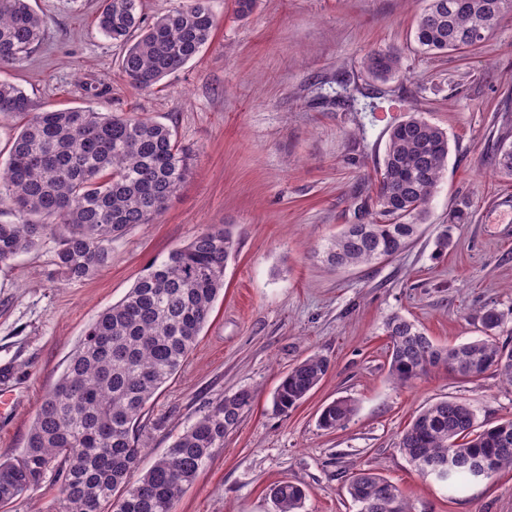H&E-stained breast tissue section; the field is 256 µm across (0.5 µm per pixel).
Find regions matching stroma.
Returning <instances> with one entry per match:
<instances>
[{
	"label": "stroma",
	"instance_id": "stroma-1",
	"mask_svg": "<svg viewBox=\"0 0 512 512\" xmlns=\"http://www.w3.org/2000/svg\"><path fill=\"white\" fill-rule=\"evenodd\" d=\"M30 3L46 19L44 36L23 62L0 68V80L40 111L89 107L169 125L195 162L158 221L114 240L96 274L59 273L56 228L0 265V369L10 372L0 381V461L23 453L42 396L97 315L152 261L225 225L238 252L196 346L148 410L140 470L216 397L248 389L254 400L174 512H275L270 490L283 481L305 490L303 512H358L345 486L359 469L394 483L412 512H512V472L452 498L398 448L417 411L440 399L469 403L486 427L512 418V385L493 372L439 369L395 386L384 331L397 313L436 343L458 345L480 336L474 315L488 306L504 313L499 338L512 344V176L495 165L500 144L512 143V13L479 46L432 57L413 36L426 0H257L245 19L234 0H213L212 40L141 91L97 29L101 0ZM381 49L398 51L403 71L385 84L381 111L364 114L355 104L373 86L364 58ZM413 110L449 139L420 235L386 261L326 265L320 251L342 225L378 220L387 130ZM456 209L464 222L437 251ZM315 352L329 358L327 376L288 415L273 413L281 378ZM339 397L356 411L324 430L320 410Z\"/></svg>",
	"mask_w": 512,
	"mask_h": 512
}]
</instances>
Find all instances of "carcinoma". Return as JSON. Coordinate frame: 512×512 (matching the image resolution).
<instances>
[{
    "mask_svg": "<svg viewBox=\"0 0 512 512\" xmlns=\"http://www.w3.org/2000/svg\"><path fill=\"white\" fill-rule=\"evenodd\" d=\"M512 0H428L414 39L425 55L456 50L479 29L490 33ZM46 21L29 0H0V67L22 61L41 41ZM99 31L122 48L121 70L132 86L154 88L195 59L214 30L212 0H187L146 24L140 0H104ZM371 78L386 84L402 71L401 56L377 50L365 58ZM17 124L0 165V202L18 216L0 224V265L37 246L51 226L64 229L56 266L70 279L105 267L112 241L136 224H152L190 173L192 153L168 125L121 112L86 108L38 111L21 88L0 81V120ZM448 135L419 112L389 129L376 190L381 222L347 224L323 254L338 269L395 257L417 235L448 162ZM238 242L220 226L196 235L150 264L125 297L88 327L56 386L43 397L23 455L0 461V504L41 485L51 474L59 497L47 512H174L186 486L224 447V436L251 405L240 390L215 398L151 467L138 469L144 420L161 388L182 367L224 290V270ZM484 335L444 348L418 326L393 315L389 376L405 386L433 369L475 378L489 370L512 385V347L497 342L505 316L479 314ZM330 360L313 353L288 370L273 392V409L286 415L318 387ZM355 410L348 398L327 404L320 426L334 430ZM398 448L422 475L455 450L465 465L445 484L450 494L473 479L467 463L487 459V480L512 470V418L476 425L471 407L439 400L402 431ZM347 491L360 512H410L397 486L373 472L352 476ZM277 512H302L306 492L281 482L272 489Z\"/></svg>",
    "mask_w": 512,
    "mask_h": 512,
    "instance_id": "carcinoma-1",
    "label": "carcinoma"
}]
</instances>
